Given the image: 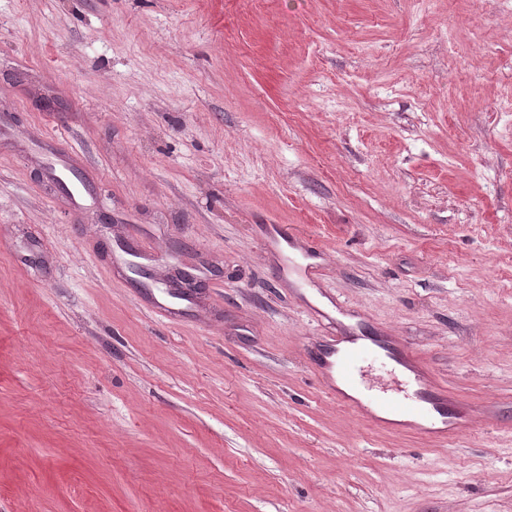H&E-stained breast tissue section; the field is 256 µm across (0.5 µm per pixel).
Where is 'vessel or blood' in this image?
<instances>
[{"label":"vessel or blood","instance_id":"vessel-or-blood-1","mask_svg":"<svg viewBox=\"0 0 512 512\" xmlns=\"http://www.w3.org/2000/svg\"><path fill=\"white\" fill-rule=\"evenodd\" d=\"M267 244L276 251L300 252L302 260L290 265V272L303 286L317 285L323 271L317 247L292 230L270 235ZM393 344L387 336L375 340L340 332L326 341L311 363L325 392L370 423L439 439L464 431L469 424L468 408L448 400L446 390L434 383L410 348L400 349V362L406 369L400 388L377 390L369 383L366 363L381 360Z\"/></svg>","mask_w":512,"mask_h":512}]
</instances>
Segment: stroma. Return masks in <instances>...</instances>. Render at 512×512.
Listing matches in <instances>:
<instances>
[{
    "label": "stroma",
    "instance_id": "stroma-1",
    "mask_svg": "<svg viewBox=\"0 0 512 512\" xmlns=\"http://www.w3.org/2000/svg\"><path fill=\"white\" fill-rule=\"evenodd\" d=\"M0 107V512H512V0H0ZM331 297L470 427L330 399ZM267 246L276 251H299L303 261L290 265L289 271L296 275L303 286L316 287L323 271V260L317 247L290 229L288 233L275 230V234L268 237Z\"/></svg>",
    "mask_w": 512,
    "mask_h": 512
}]
</instances>
